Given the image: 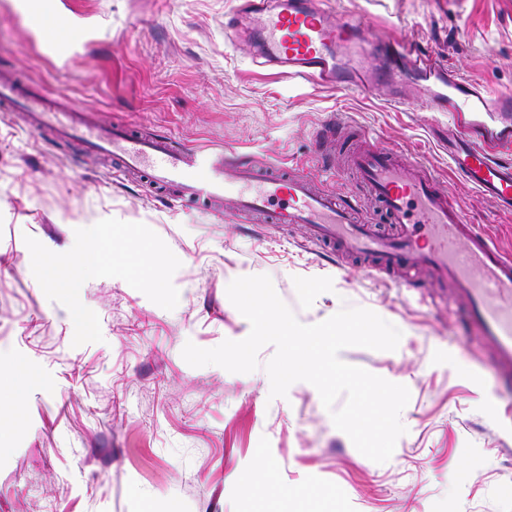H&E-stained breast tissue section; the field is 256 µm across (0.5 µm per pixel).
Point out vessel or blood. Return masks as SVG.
<instances>
[{
    "label": "vessel or blood",
    "mask_w": 512,
    "mask_h": 512,
    "mask_svg": "<svg viewBox=\"0 0 512 512\" xmlns=\"http://www.w3.org/2000/svg\"><path fill=\"white\" fill-rule=\"evenodd\" d=\"M63 0H23L36 20L42 56L65 62L78 46ZM263 64L344 91L380 83L405 103L427 95L432 111L449 112L457 128L448 138L453 171L512 209V94L464 79L432 56L388 37L363 45L362 22L337 20L326 0H243ZM0 110H19L26 129L80 137L95 153L117 156L122 168L172 191L189 208L234 214L276 229L303 224L313 244L368 257L372 269L430 270L465 301L501 369L512 376V257L468 224L452 193L417 159L365 140L347 156L359 184L395 226L385 236L369 224L359 202L314 184L301 170L262 172L248 157L178 142L166 133H132L106 123L63 94L0 73Z\"/></svg>",
    "instance_id": "vessel-or-blood-1"
}]
</instances>
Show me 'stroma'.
I'll return each instance as SVG.
<instances>
[{"instance_id": "obj_1", "label": "stroma", "mask_w": 512, "mask_h": 512, "mask_svg": "<svg viewBox=\"0 0 512 512\" xmlns=\"http://www.w3.org/2000/svg\"><path fill=\"white\" fill-rule=\"evenodd\" d=\"M0 0V69L64 93L109 122L294 166L338 196L358 192L328 165L347 129L420 159L466 219L512 254V210L453 173L448 116L387 89L339 91L255 58L248 30H224L236 0H76L83 39L67 65L44 59L28 20ZM366 20L365 41L398 35L462 77L512 91V0H328ZM336 124L335 146L317 137ZM96 226L94 277L62 269ZM148 252H140V243ZM266 275L306 325L343 306L402 333L396 350L339 357L410 400L389 461L338 430L311 384L270 398L264 368L190 366L186 343L240 341L249 321L228 284ZM0 512H512V377L464 306L438 285L410 288L234 215L185 211L146 181L73 143L46 142L0 112ZM27 378L23 404L11 374ZM271 477L260 480V464Z\"/></svg>"}]
</instances>
